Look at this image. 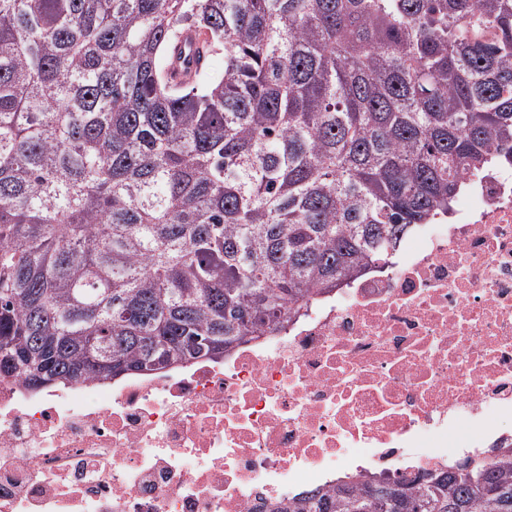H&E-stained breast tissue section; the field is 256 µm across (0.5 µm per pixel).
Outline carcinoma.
Here are the masks:
<instances>
[{
	"label": "carcinoma",
	"instance_id": "cac0c4a2",
	"mask_svg": "<svg viewBox=\"0 0 512 512\" xmlns=\"http://www.w3.org/2000/svg\"><path fill=\"white\" fill-rule=\"evenodd\" d=\"M188 27L224 75L177 90L160 70ZM490 158L512 166V0H0V373L222 359L384 262ZM273 512H512V463Z\"/></svg>",
	"mask_w": 512,
	"mask_h": 512
}]
</instances>
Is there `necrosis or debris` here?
I'll return each instance as SVG.
<instances>
[{
	"label": "necrosis or debris",
	"instance_id": "obj_1",
	"mask_svg": "<svg viewBox=\"0 0 512 512\" xmlns=\"http://www.w3.org/2000/svg\"><path fill=\"white\" fill-rule=\"evenodd\" d=\"M462 180L388 263L224 360L108 390L0 375V512H271L512 460V167Z\"/></svg>",
	"mask_w": 512,
	"mask_h": 512
}]
</instances>
